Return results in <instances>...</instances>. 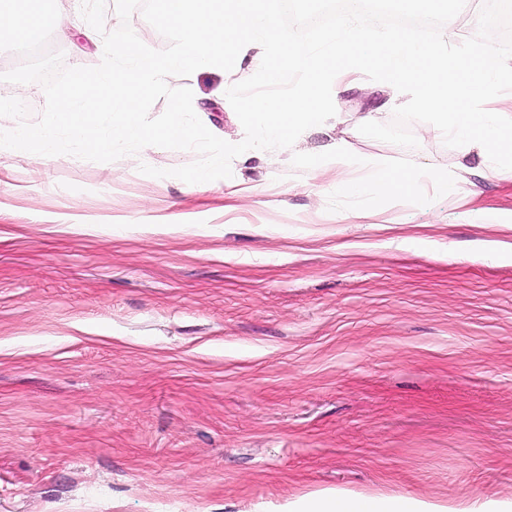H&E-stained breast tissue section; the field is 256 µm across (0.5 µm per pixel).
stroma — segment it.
<instances>
[{
	"label": "stroma",
	"mask_w": 512,
	"mask_h": 512,
	"mask_svg": "<svg viewBox=\"0 0 512 512\" xmlns=\"http://www.w3.org/2000/svg\"><path fill=\"white\" fill-rule=\"evenodd\" d=\"M95 66L80 0H57ZM219 138L223 70L169 78ZM289 149L202 190L110 163L0 155V512H286L327 490L512 501V172L479 149L363 136L407 97L358 76ZM345 141L448 191L351 197L307 154Z\"/></svg>",
	"instance_id": "stroma-1"
}]
</instances>
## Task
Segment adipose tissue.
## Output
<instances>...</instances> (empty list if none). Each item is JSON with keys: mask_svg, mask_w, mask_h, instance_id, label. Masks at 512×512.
Segmentation results:
<instances>
[{"mask_svg": "<svg viewBox=\"0 0 512 512\" xmlns=\"http://www.w3.org/2000/svg\"><path fill=\"white\" fill-rule=\"evenodd\" d=\"M306 162L315 173L332 163L340 168L357 166L367 170L366 178L337 180V189L349 196L394 192L410 194L424 179L440 189L448 187L447 175L438 170L422 167L387 169L372 158L355 156L342 143L332 144L325 152L308 155ZM288 512H447V509L432 502L405 496H350L327 492L289 506Z\"/></svg>", "mask_w": 512, "mask_h": 512, "instance_id": "obj_1", "label": "adipose tissue"}]
</instances>
